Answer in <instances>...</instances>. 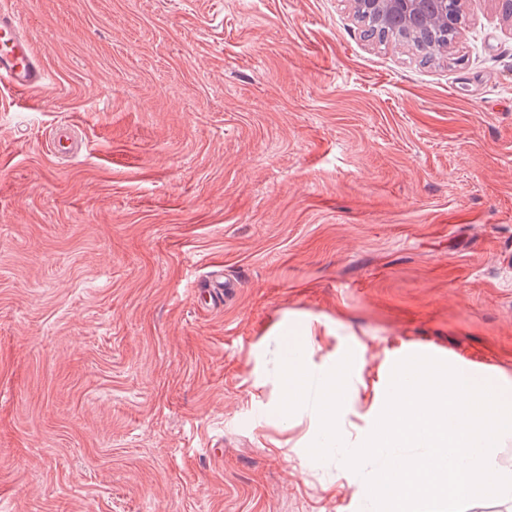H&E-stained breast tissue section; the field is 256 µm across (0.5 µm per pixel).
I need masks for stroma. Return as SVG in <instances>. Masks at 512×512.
Returning <instances> with one entry per match:
<instances>
[{
  "label": "stroma",
  "mask_w": 512,
  "mask_h": 512,
  "mask_svg": "<svg viewBox=\"0 0 512 512\" xmlns=\"http://www.w3.org/2000/svg\"><path fill=\"white\" fill-rule=\"evenodd\" d=\"M0 2L51 77L0 86V512H357L289 347L352 444L409 355L512 376L493 0L427 63L348 0Z\"/></svg>",
  "instance_id": "1"
}]
</instances>
